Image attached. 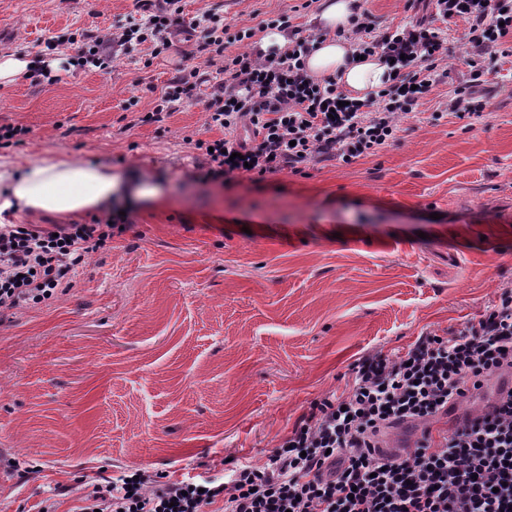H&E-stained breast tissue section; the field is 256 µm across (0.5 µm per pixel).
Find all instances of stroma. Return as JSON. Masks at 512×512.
<instances>
[{
    "label": "stroma",
    "instance_id": "1",
    "mask_svg": "<svg viewBox=\"0 0 512 512\" xmlns=\"http://www.w3.org/2000/svg\"><path fill=\"white\" fill-rule=\"evenodd\" d=\"M322 0H183L229 33L288 16L312 30ZM0 54L53 61L57 81L0 86V126L26 128L0 162L98 160L157 187L91 252L64 295L0 320V512H73L94 485L140 469L223 482L265 464L312 402L342 395L363 356L477 321L512 287V56L473 89L467 24L441 37L447 75L398 140L346 164L261 182L208 180L196 141L223 138L187 100L143 122L195 41L114 67L69 64L84 32L139 20L136 0H0ZM263 33L235 44L261 50Z\"/></svg>",
    "mask_w": 512,
    "mask_h": 512
}]
</instances>
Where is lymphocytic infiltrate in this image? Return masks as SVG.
Returning <instances> with one entry per match:
<instances>
[{
  "label": "lymphocytic infiltrate",
  "instance_id": "f902f5d3",
  "mask_svg": "<svg viewBox=\"0 0 512 512\" xmlns=\"http://www.w3.org/2000/svg\"><path fill=\"white\" fill-rule=\"evenodd\" d=\"M141 22L88 35L80 68H107L116 50L150 43L152 57L170 47L175 32L202 34L198 54L219 62L209 96L198 90L209 74L191 68L162 90L147 123H163L183 100L195 99L223 138L196 141L208 150V177L249 173L253 180L311 165L346 164L396 142L401 119H412L438 81L444 59L441 27L464 19L468 41L485 56L472 84L495 72L499 49L512 36V0H436L435 11L415 24L376 31L370 12L352 22L354 53L380 55L393 77L377 96L349 98L335 81L320 82L304 57L316 36L292 30L284 49L233 53L214 14L184 18L181 0H137ZM252 141L239 138L240 129ZM119 211L87 224L0 225V316L66 294L71 272L86 256L125 230ZM512 369V289H502L477 321L439 336L419 337L407 351L362 357L342 397L314 402L261 466L232 469L224 482L165 483L148 473L83 495L75 512H512V397L489 417L465 418L440 443L424 438L405 454L382 459L380 435L406 421L447 414L449 402Z\"/></svg>",
  "mask_w": 512,
  "mask_h": 512
}]
</instances>
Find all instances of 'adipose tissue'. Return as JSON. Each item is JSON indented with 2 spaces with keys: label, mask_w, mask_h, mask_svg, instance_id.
<instances>
[{
  "label": "adipose tissue",
  "mask_w": 512,
  "mask_h": 512,
  "mask_svg": "<svg viewBox=\"0 0 512 512\" xmlns=\"http://www.w3.org/2000/svg\"><path fill=\"white\" fill-rule=\"evenodd\" d=\"M357 0H323L316 25L322 35L305 59L317 79L330 78L351 97L376 95L390 82L389 67L379 55L352 56L340 35L351 25ZM147 184L122 182L111 165L75 162L66 157H39L22 163H0V223L16 214L67 216L108 205L126 197L152 196Z\"/></svg>",
  "instance_id": "ef3b65f1"
}]
</instances>
